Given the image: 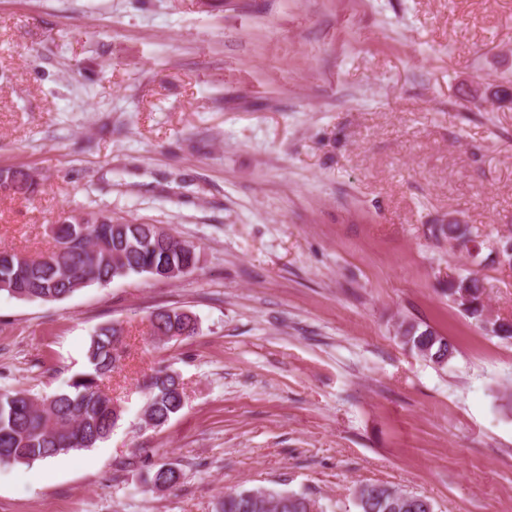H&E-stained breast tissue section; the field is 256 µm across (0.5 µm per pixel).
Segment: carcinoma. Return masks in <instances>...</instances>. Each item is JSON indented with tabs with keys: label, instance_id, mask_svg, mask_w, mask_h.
<instances>
[{
	"label": "carcinoma",
	"instance_id": "carcinoma-1",
	"mask_svg": "<svg viewBox=\"0 0 512 512\" xmlns=\"http://www.w3.org/2000/svg\"><path fill=\"white\" fill-rule=\"evenodd\" d=\"M0 177L11 182L14 192L34 193L37 175L20 168H0ZM160 227L136 221L112 219L108 210L72 212L67 223L53 224L50 232L59 247L45 256L31 258L14 250H0L12 259V268L0 272V292L22 300L55 301L92 284L107 285L115 279L146 275L164 280L176 269L197 267L196 247L173 235L158 236ZM467 289L470 303L465 312L483 320L484 288L479 278L461 275L451 279L445 291L452 300ZM151 329L170 331L178 327L191 332L195 323L181 318L177 310L151 314ZM404 344L423 357L441 364L454 353V346L429 326L404 321ZM118 329L100 327L87 349V368L72 377L67 389L38 400L25 391L0 393V464L34 465L75 450L95 447L105 440L121 418V411L104 389L120 359ZM179 376L158 367L142 384L151 426L158 427L182 408ZM180 472L169 464L153 467L146 482L154 489L174 487ZM415 494L390 491L382 486L377 495L367 494L358 503L359 512H415L410 499ZM313 498L305 493L258 487L224 494L218 512H306Z\"/></svg>",
	"mask_w": 512,
	"mask_h": 512
}]
</instances>
